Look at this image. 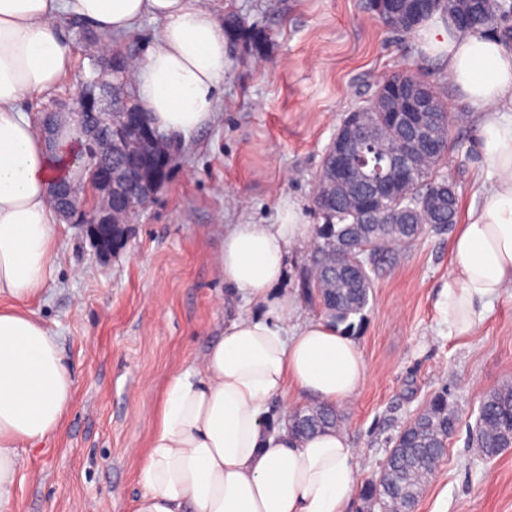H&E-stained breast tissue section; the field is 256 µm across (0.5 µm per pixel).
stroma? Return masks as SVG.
<instances>
[{"instance_id":"1","label":"stroma","mask_w":512,"mask_h":512,"mask_svg":"<svg viewBox=\"0 0 512 512\" xmlns=\"http://www.w3.org/2000/svg\"><path fill=\"white\" fill-rule=\"evenodd\" d=\"M263 40L229 47L216 118L175 136L169 177L131 218L126 243L100 260L81 230L55 227L47 285L31 309L59 337L75 380L60 432L20 451L14 512H129L142 488L139 453L160 396L224 328V283L214 259L227 224H273L292 198L319 223L311 191L344 113L376 82L409 69L436 85L454 115L442 172L460 212L481 200L489 170L476 153L478 119L440 59L389 30L364 0H214ZM65 39L72 68L26 103L39 113L69 104L105 57L75 23ZM450 234L429 233L389 252L354 337L367 365L359 394L341 406L361 476L377 473L398 431L444 389L464 427L448 442L416 512H512V448L481 462L466 444L485 394L512 380V295L495 301L471 336L451 335L436 309L449 279Z\"/></svg>"}]
</instances>
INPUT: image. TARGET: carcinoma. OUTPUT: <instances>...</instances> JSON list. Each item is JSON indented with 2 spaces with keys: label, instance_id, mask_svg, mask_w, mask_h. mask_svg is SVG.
Wrapping results in <instances>:
<instances>
[{
  "label": "carcinoma",
  "instance_id": "obj_1",
  "mask_svg": "<svg viewBox=\"0 0 512 512\" xmlns=\"http://www.w3.org/2000/svg\"><path fill=\"white\" fill-rule=\"evenodd\" d=\"M465 13L469 14V28L492 30L499 22L508 20V6L492 11L482 0H465ZM368 9L389 28H394L393 18L404 12V0H367ZM448 18V0H430L429 8L410 24L413 29L434 15ZM120 73L112 76V111L116 112L112 122V137L116 141L139 139L127 127V113L140 112L135 91L128 78L129 58L118 55ZM416 77L410 71L395 73L382 79L373 97L351 110V113L370 112L374 125L387 130V139L380 142L372 137L361 139L353 153L365 159L364 171L369 181L390 178L395 175L392 166L394 152L398 147L400 129L390 123L389 115L378 109L383 97L402 90L409 85L408 77ZM427 91L433 112L432 122L417 131L419 144L431 143L434 151L428 162L411 168V199L392 198L386 209L415 211L424 197L444 182L439 175V166L445 158L450 139V120L447 107L440 99L436 88L421 81ZM335 163L332 147L323 153L319 175L313 192L315 210L323 223L317 225V244L307 258L306 273L302 287L307 294L328 314L334 324L344 325L343 332L355 331L350 317L360 314L370 302L372 277L385 260L383 249L389 245L408 246L423 234L450 223L458 217V202L453 208H442L434 217H425L426 226L418 224H372V215L349 204L341 193L333 196L327 190V173ZM367 223L366 231L348 258L340 252V240L347 237L351 226ZM295 418L292 432L297 435L314 434L342 421L339 411L327 406H307L291 411ZM461 414L448 403V389L434 393L418 418L409 427L402 428L393 439L389 452L393 461L381 468L376 475L361 482L358 498L359 512H408L416 502L438 463L444 458L448 441L460 428ZM468 444L478 449L479 455L494 458L512 447V382H503L490 389L484 396L473 427L468 431Z\"/></svg>",
  "mask_w": 512,
  "mask_h": 512
}]
</instances>
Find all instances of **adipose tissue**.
<instances>
[{"instance_id":"ef3b65f1","label":"adipose tissue","mask_w":512,"mask_h":512,"mask_svg":"<svg viewBox=\"0 0 512 512\" xmlns=\"http://www.w3.org/2000/svg\"><path fill=\"white\" fill-rule=\"evenodd\" d=\"M209 3L0 0V512H13L20 449L59 431L74 393L56 336L30 308L49 277L59 216L49 202L55 165L23 104L70 70L65 21L111 36L149 17L159 30L132 72L141 107L167 133L205 127L228 66V40ZM414 36L444 59L480 114L477 149L491 170L480 205L455 227L436 302L450 330L466 337L512 289V44L438 16ZM314 237L291 199L278 223L225 225L217 269L246 308L168 380L132 512H347L360 465L344 432L298 439L268 429L274 400L333 405L355 397L367 374L357 342L329 319L303 315L297 294L281 286L291 247Z\"/></svg>"}]
</instances>
